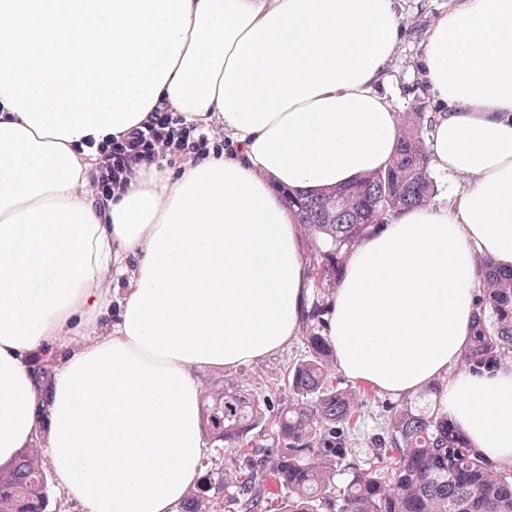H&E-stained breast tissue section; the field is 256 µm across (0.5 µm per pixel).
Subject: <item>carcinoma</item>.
Here are the masks:
<instances>
[{
    "label": "carcinoma",
    "instance_id": "cac0c4a2",
    "mask_svg": "<svg viewBox=\"0 0 512 512\" xmlns=\"http://www.w3.org/2000/svg\"><path fill=\"white\" fill-rule=\"evenodd\" d=\"M422 118V112L401 118L398 146L385 168L345 188L283 192L306 241L316 292L302 319L305 354L267 391L244 385L206 390V434L216 453H237L239 465L233 475L208 468L179 512H217L219 506L227 512H512V467L486 459L448 415L429 408L388 407L383 427L367 435L370 458L363 464L352 459L359 393L336 378L324 316L348 251L388 217L432 200L436 181ZM480 277L461 361L470 371L512 358V271L483 259ZM268 429L272 444L266 448L260 437ZM339 475L345 476L340 484ZM51 481L43 449H21L0 465V512H48Z\"/></svg>",
    "mask_w": 512,
    "mask_h": 512
}]
</instances>
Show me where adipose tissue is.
<instances>
[{
    "instance_id": "1",
    "label": "adipose tissue",
    "mask_w": 512,
    "mask_h": 512,
    "mask_svg": "<svg viewBox=\"0 0 512 512\" xmlns=\"http://www.w3.org/2000/svg\"><path fill=\"white\" fill-rule=\"evenodd\" d=\"M400 30L396 0H0V464L38 441L83 512H176L209 452L200 373L298 330L312 282L282 189L341 187L394 155L378 86ZM423 57L452 201L349 251L326 334L351 380L439 384L441 411L508 466L512 363L455 366L478 258L512 270V0H455ZM161 102L229 149L141 167L95 207L87 141ZM58 347L41 389L32 360Z\"/></svg>"
}]
</instances>
